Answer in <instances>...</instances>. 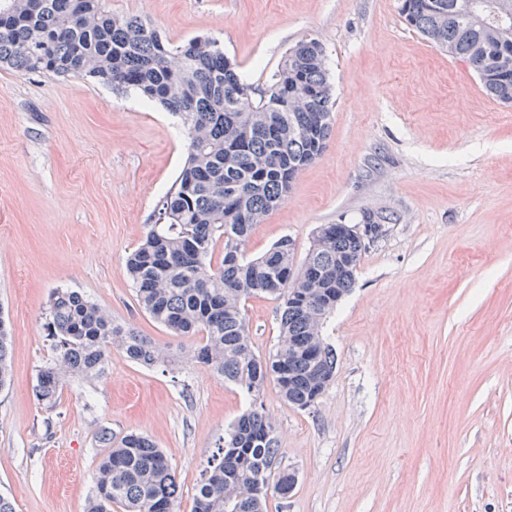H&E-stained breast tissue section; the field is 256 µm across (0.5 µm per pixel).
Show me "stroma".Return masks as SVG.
Masks as SVG:
<instances>
[{
    "label": "stroma",
    "instance_id": "stroma-1",
    "mask_svg": "<svg viewBox=\"0 0 512 512\" xmlns=\"http://www.w3.org/2000/svg\"><path fill=\"white\" fill-rule=\"evenodd\" d=\"M170 42L217 39L260 85L299 41H319L332 86L322 156L254 227L245 257L282 237L304 259L322 224L379 217L352 291L323 325L336 355L315 404L258 398L280 454L267 512H512V105L429 43L401 0H103ZM180 118L88 78L0 69V313L12 336L0 390V495L15 512H85L108 441L149 436L192 512L228 426L253 399L197 362L139 306L125 260L187 155ZM86 295L168 355L146 367L113 350L100 375L35 396L56 351L54 291ZM260 357L280 342L279 302L245 304Z\"/></svg>",
    "mask_w": 512,
    "mask_h": 512
}]
</instances>
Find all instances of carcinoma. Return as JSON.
Returning a JSON list of instances; mask_svg holds the SVG:
<instances>
[{"instance_id":"1","label":"carcinoma","mask_w":512,"mask_h":512,"mask_svg":"<svg viewBox=\"0 0 512 512\" xmlns=\"http://www.w3.org/2000/svg\"><path fill=\"white\" fill-rule=\"evenodd\" d=\"M466 0H402L407 23L478 74L488 95L512 105V35L474 25ZM0 68L19 74L89 77L133 89L179 115L189 130L187 158L155 206V221L129 254L126 269L140 306L177 335L202 334L196 360L237 387L269 380L300 409L321 395L336 371L329 345L313 346L311 316L336 308L354 284L365 246L326 227L327 244L301 268L320 276L311 298L288 297L293 241L283 237L244 261L239 250L255 225L284 200L296 175L321 157L331 135L332 94L320 43L302 41L259 86L245 83L215 39L174 45L136 17L117 18L102 0H0ZM222 258L213 265L217 245ZM349 260L337 265V258ZM281 301L288 344L266 359L252 350L244 305L251 297ZM57 361L39 371L38 401L55 405L57 364L77 377L100 374L112 347L151 367L167 360L150 338L120 325L81 292H54L46 323ZM11 336L0 318V388L9 378ZM279 454L264 409L241 415L218 446L193 512H264L265 472ZM181 484L164 451L130 433L98 465L86 512H176Z\"/></svg>"}]
</instances>
